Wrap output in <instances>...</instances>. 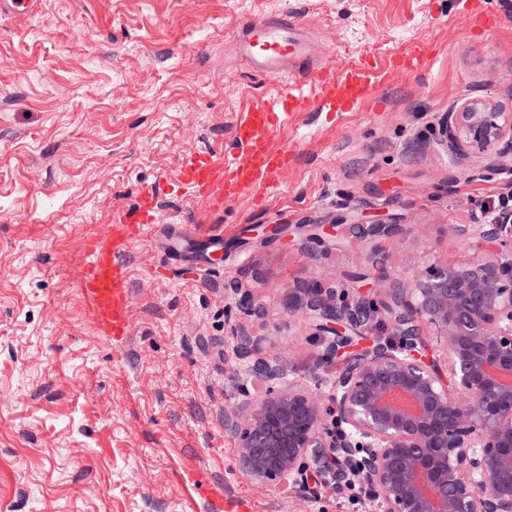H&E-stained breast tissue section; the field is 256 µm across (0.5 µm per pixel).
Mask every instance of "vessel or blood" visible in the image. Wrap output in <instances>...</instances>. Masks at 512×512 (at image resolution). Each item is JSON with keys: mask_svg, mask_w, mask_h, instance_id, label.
I'll list each match as a JSON object with an SVG mask.
<instances>
[{"mask_svg": "<svg viewBox=\"0 0 512 512\" xmlns=\"http://www.w3.org/2000/svg\"><path fill=\"white\" fill-rule=\"evenodd\" d=\"M241 60L259 75L284 80L280 93L238 112L236 127L241 152L229 156L190 153L181 161L173 190L213 207L223 206L244 192L274 194L288 167L287 150L272 141L289 113L314 106L345 112L372 94L381 75L393 72L391 59L339 73L309 67L312 46L297 21L258 19L232 33ZM159 188L143 192L136 211L114 218L107 231L90 241L82 276L83 293L103 333L122 342L129 331V270L125 261L132 241L144 225L158 221ZM182 483L188 498L204 497L209 512H248L243 501L228 500L219 485L186 474Z\"/></svg>", "mask_w": 512, "mask_h": 512, "instance_id": "vessel-or-blood-1", "label": "vessel or blood"}]
</instances>
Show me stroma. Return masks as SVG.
Listing matches in <instances>:
<instances>
[{"label":"stroma","mask_w":512,"mask_h":512,"mask_svg":"<svg viewBox=\"0 0 512 512\" xmlns=\"http://www.w3.org/2000/svg\"><path fill=\"white\" fill-rule=\"evenodd\" d=\"M292 15L332 72L420 46L350 112L292 113L279 193L214 209L176 193L127 254L130 330L100 331L80 280L89 241L189 152L233 153L236 114L282 82L239 59L232 31ZM472 98L512 102V0H41L0 18V512H185L202 470L249 512H347L341 495L262 489L224 407L268 389L234 350L329 381L307 288L386 295L408 262L473 255L454 225L512 175L454 166L439 122ZM396 225L337 244L331 224ZM223 233L222 249L206 248Z\"/></svg>","instance_id":"stroma-1"}]
</instances>
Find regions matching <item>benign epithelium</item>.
I'll list each match as a JSON object with an SVG mask.
<instances>
[{
	"mask_svg": "<svg viewBox=\"0 0 512 512\" xmlns=\"http://www.w3.org/2000/svg\"><path fill=\"white\" fill-rule=\"evenodd\" d=\"M440 130L459 167L497 171L512 159V107L468 99ZM347 231L376 239L392 225ZM455 233L475 241L473 258L411 267L386 300L368 289L338 304L320 288L299 300L324 320L321 360L342 356L347 329L371 336L342 356L326 395L286 378L281 361L253 357L254 337L239 336V357L269 388L225 408L224 430L258 487H294L341 457L332 479L368 490L366 512H512V208Z\"/></svg>",
	"mask_w": 512,
	"mask_h": 512,
	"instance_id": "7a95c632",
	"label": "benign epithelium"
}]
</instances>
